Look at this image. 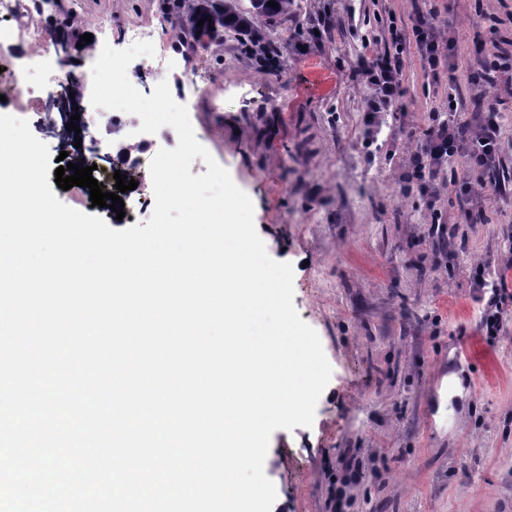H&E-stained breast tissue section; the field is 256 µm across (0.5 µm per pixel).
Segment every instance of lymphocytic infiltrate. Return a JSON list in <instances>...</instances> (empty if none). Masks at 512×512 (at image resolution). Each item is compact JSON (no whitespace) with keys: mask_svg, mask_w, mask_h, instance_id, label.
Wrapping results in <instances>:
<instances>
[{"mask_svg":"<svg viewBox=\"0 0 512 512\" xmlns=\"http://www.w3.org/2000/svg\"><path fill=\"white\" fill-rule=\"evenodd\" d=\"M392 51L361 58L359 72L372 95L365 103L367 122H374L377 114L389 111L402 95L404 55L409 48H416L425 73L438 74L448 67L450 56L442 52L434 14L416 12L411 19V34L393 33ZM419 150L413 152L409 163L414 175L421 180L435 181L439 167L453 157L462 155L467 166L460 175L450 176L449 190L462 196L472 195L482 189L487 196L499 193V182L489 179L502 148L501 127L496 106H488L477 123L447 120L429 125Z\"/></svg>","mask_w":512,"mask_h":512,"instance_id":"obj_1","label":"lymphocytic infiltrate"}]
</instances>
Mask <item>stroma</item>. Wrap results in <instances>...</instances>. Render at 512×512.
<instances>
[{
  "label": "stroma",
  "instance_id": "obj_1",
  "mask_svg": "<svg viewBox=\"0 0 512 512\" xmlns=\"http://www.w3.org/2000/svg\"><path fill=\"white\" fill-rule=\"evenodd\" d=\"M430 10L440 33H455L456 67L433 81L405 54L399 108L367 144L357 62L391 50L392 28ZM479 11L512 39V0H291L260 24L273 62L228 33L223 46L128 67L136 89L161 78L176 102H192L197 140L250 197L269 256L292 264L294 306L332 366L312 426L270 438L272 512H512V299L499 335H487L493 309L473 278L483 263L512 287V95L498 93L504 187L482 203L487 223H468L471 201L448 189L464 157L441 167L428 195L409 168L416 130L447 119L449 94L458 120L485 107L469 81L477 54L494 52L474 40ZM63 12L99 44L121 48L117 32L138 22L169 45L158 0H51L43 16ZM17 68L0 55V110L30 120L58 157L68 143L33 124L30 106L48 64L22 79Z\"/></svg>",
  "mask_w": 512,
  "mask_h": 512
}]
</instances>
